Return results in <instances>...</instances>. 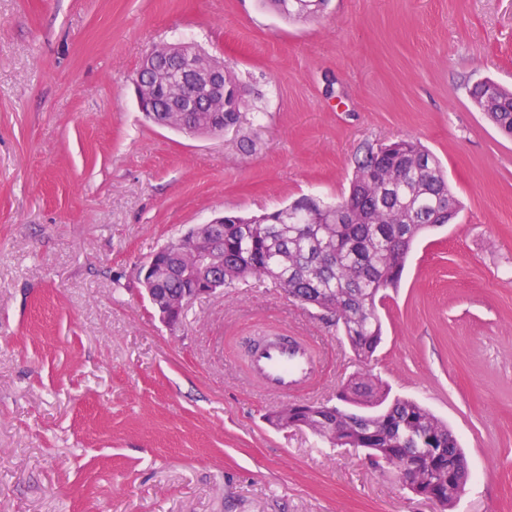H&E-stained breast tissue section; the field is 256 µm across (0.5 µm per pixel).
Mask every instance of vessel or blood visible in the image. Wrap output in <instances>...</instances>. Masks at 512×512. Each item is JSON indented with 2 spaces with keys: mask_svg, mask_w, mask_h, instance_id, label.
I'll return each instance as SVG.
<instances>
[{
  "mask_svg": "<svg viewBox=\"0 0 512 512\" xmlns=\"http://www.w3.org/2000/svg\"><path fill=\"white\" fill-rule=\"evenodd\" d=\"M315 369L309 349L302 343L279 340L261 346L250 360V373L263 388L288 394L304 384Z\"/></svg>",
  "mask_w": 512,
  "mask_h": 512,
  "instance_id": "b4317fda",
  "label": "vessel or blood"
}]
</instances>
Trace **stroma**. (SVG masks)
I'll return each instance as SVG.
<instances>
[{
	"mask_svg": "<svg viewBox=\"0 0 512 512\" xmlns=\"http://www.w3.org/2000/svg\"><path fill=\"white\" fill-rule=\"evenodd\" d=\"M223 57L257 117L190 138L140 111L154 46ZM512 86V0H0V512H435L392 469L267 416L249 336L309 341L322 374L371 368L448 423L457 512H512V139L472 104ZM420 140L462 210L414 245L359 361L329 313L252 279L166 327L136 268L196 224L346 195L367 146ZM262 2L286 19H301L319 14L327 0H265Z\"/></svg>",
	"mask_w": 512,
	"mask_h": 512,
	"instance_id": "stroma-1",
	"label": "stroma"
}]
</instances>
